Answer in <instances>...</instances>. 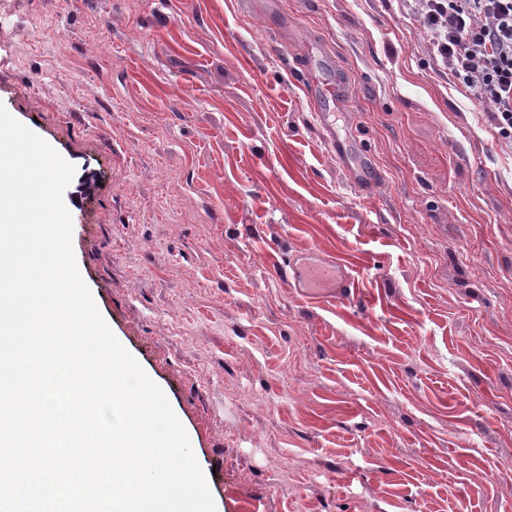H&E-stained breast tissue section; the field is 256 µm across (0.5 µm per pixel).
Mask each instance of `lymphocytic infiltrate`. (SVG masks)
Wrapping results in <instances>:
<instances>
[{
	"mask_svg": "<svg viewBox=\"0 0 512 512\" xmlns=\"http://www.w3.org/2000/svg\"><path fill=\"white\" fill-rule=\"evenodd\" d=\"M435 57L512 146V0H407Z\"/></svg>",
	"mask_w": 512,
	"mask_h": 512,
	"instance_id": "obj_1",
	"label": "lymphocytic infiltrate"
}]
</instances>
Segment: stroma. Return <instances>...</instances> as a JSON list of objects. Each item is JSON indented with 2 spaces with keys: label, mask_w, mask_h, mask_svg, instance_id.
Segmentation results:
<instances>
[{
  "label": "stroma",
  "mask_w": 512,
  "mask_h": 512,
  "mask_svg": "<svg viewBox=\"0 0 512 512\" xmlns=\"http://www.w3.org/2000/svg\"><path fill=\"white\" fill-rule=\"evenodd\" d=\"M0 103L217 512H512V147L402 0H0ZM302 273L305 288L301 292L311 302L335 301L350 294L351 282L346 277L337 282L336 270L318 265H304Z\"/></svg>",
  "instance_id": "35a3bbf8"
}]
</instances>
